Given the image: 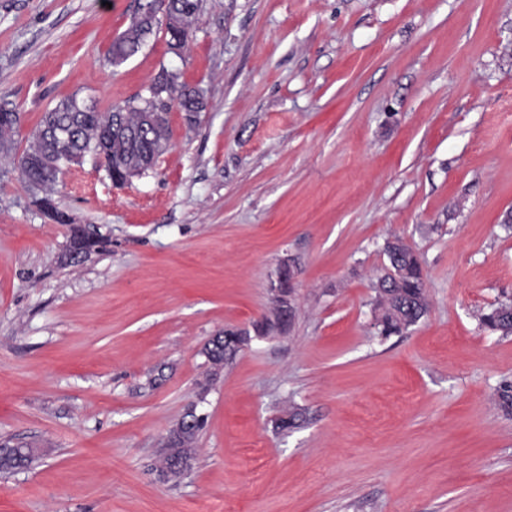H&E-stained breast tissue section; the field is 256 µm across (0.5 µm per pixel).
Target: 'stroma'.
<instances>
[{"label": "stroma", "instance_id": "obj_1", "mask_svg": "<svg viewBox=\"0 0 512 512\" xmlns=\"http://www.w3.org/2000/svg\"><path fill=\"white\" fill-rule=\"evenodd\" d=\"M135 0H0V512H512V0H201L189 48L164 32L105 65ZM202 90L195 122L129 184L65 168L56 223L18 160L42 114L100 109L161 67ZM98 245L68 259L72 228ZM420 254L429 307L384 337L387 240ZM301 268L289 328L213 371L211 336L271 311ZM298 407L302 425L275 421ZM203 414L193 466L156 467ZM20 126V113L10 103L0 105V154L8 155ZM300 268L293 259H283L279 264L276 272L275 288H272V300L275 303L276 310L286 316L291 313V298L289 288H293V284L299 276ZM275 313V320H279V313ZM480 324L501 336L512 335V303L504 302L480 314ZM2 448V455L0 456V472L9 473L14 472L16 469L27 468L30 466L34 459V453L22 452V446H10L4 444Z\"/></svg>", "mask_w": 512, "mask_h": 512}]
</instances>
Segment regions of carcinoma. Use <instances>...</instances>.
I'll return each instance as SVG.
<instances>
[{
  "instance_id": "carcinoma-1",
  "label": "carcinoma",
  "mask_w": 512,
  "mask_h": 512,
  "mask_svg": "<svg viewBox=\"0 0 512 512\" xmlns=\"http://www.w3.org/2000/svg\"><path fill=\"white\" fill-rule=\"evenodd\" d=\"M200 0H138L128 27L116 37L107 54L110 65L117 67L135 55L164 26L167 44L179 41L187 49ZM179 75L163 67L147 88V95H137L122 104L102 111L76 95L58 102L44 112L31 133L28 145L18 161L27 189L39 204L52 202L51 190L62 170L57 167L61 156L79 164L90 154L99 159L109 177L126 182L155 167L170 147L169 112H201L206 101L200 89L181 85ZM20 126V113L9 103L0 105V154L8 155ZM389 267L378 279L376 287L385 289L388 298L376 300V319L382 324V335L400 334L418 323L427 312L425 274L415 252L399 245L387 254ZM480 324L502 336L512 335V303L504 302L480 314ZM498 408L512 415V381L503 382L497 390ZM196 433L180 428L170 432L163 467L171 476L181 473L170 469V460L180 456L194 457ZM34 453L19 446L0 447V472L9 473L30 466Z\"/></svg>"
}]
</instances>
